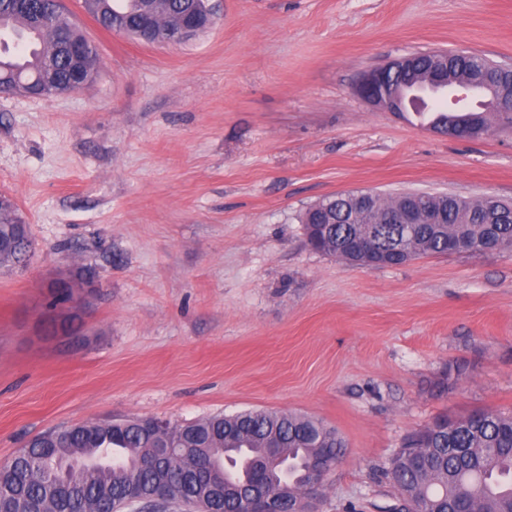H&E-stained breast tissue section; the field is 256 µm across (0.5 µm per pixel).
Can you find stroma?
<instances>
[{"mask_svg":"<svg viewBox=\"0 0 512 512\" xmlns=\"http://www.w3.org/2000/svg\"><path fill=\"white\" fill-rule=\"evenodd\" d=\"M60 3L95 79L0 93V193L36 243L0 272V464L54 428L292 412L347 444L318 512H386L410 434L512 413V252L360 268L298 220L351 190L512 201V128L451 139L354 91L411 53L512 63V0H222L174 46Z\"/></svg>","mask_w":512,"mask_h":512,"instance_id":"obj_1","label":"stroma"}]
</instances>
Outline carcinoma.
Instances as JSON below:
<instances>
[{
    "mask_svg": "<svg viewBox=\"0 0 512 512\" xmlns=\"http://www.w3.org/2000/svg\"><path fill=\"white\" fill-rule=\"evenodd\" d=\"M209 0H84L104 28L150 43H176L183 14ZM485 56L469 53L452 79L473 83L488 69ZM91 82L98 55L58 0H0V93L29 90L43 96L72 91L76 73ZM412 202L404 193L373 195L370 205L330 195L300 216L309 245L349 265L381 267L400 247L398 265L421 256L495 255L512 251V204L490 207L483 199L423 195L425 209L442 213L440 224H390ZM12 205L0 206V269L29 258L30 238ZM339 432L312 417L266 410L214 415L162 430L153 418L49 430L24 453L0 466V512H122L133 491L143 512L199 507L196 475L222 478L224 499L213 512H249L250 503L288 483V498L302 504L314 468H333L344 455ZM388 476L396 489L390 512H447L456 502L468 512H512V415L493 410L440 417L410 435L392 458Z\"/></svg>",
    "mask_w": 512,
    "mask_h": 512,
    "instance_id": "obj_1",
    "label": "carcinoma"
}]
</instances>
